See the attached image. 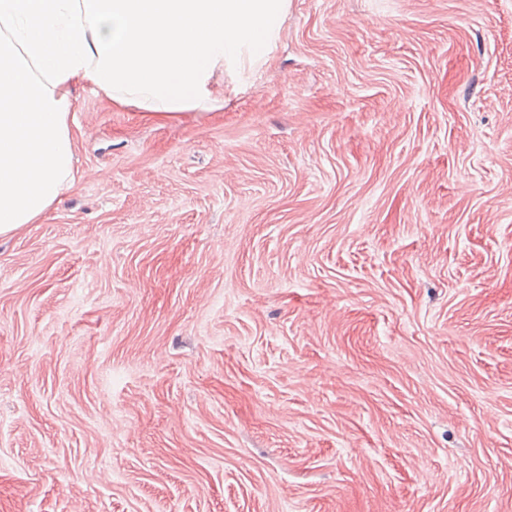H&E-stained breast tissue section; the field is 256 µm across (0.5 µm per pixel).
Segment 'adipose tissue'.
<instances>
[{"mask_svg": "<svg viewBox=\"0 0 512 512\" xmlns=\"http://www.w3.org/2000/svg\"><path fill=\"white\" fill-rule=\"evenodd\" d=\"M289 0H0V235L40 222L74 180L73 93L177 119L211 109L216 67L266 63Z\"/></svg>", "mask_w": 512, "mask_h": 512, "instance_id": "obj_1", "label": "adipose tissue"}]
</instances>
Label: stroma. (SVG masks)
<instances>
[{
    "label": "stroma",
    "mask_w": 512,
    "mask_h": 512,
    "mask_svg": "<svg viewBox=\"0 0 512 512\" xmlns=\"http://www.w3.org/2000/svg\"><path fill=\"white\" fill-rule=\"evenodd\" d=\"M211 84L80 83L0 236V512H512V0H290Z\"/></svg>",
    "instance_id": "1"
}]
</instances>
